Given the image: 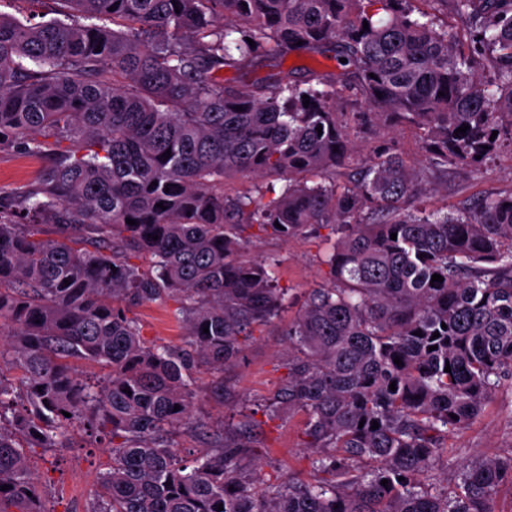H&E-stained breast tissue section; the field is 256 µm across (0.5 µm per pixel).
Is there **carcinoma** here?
Returning a JSON list of instances; mask_svg holds the SVG:
<instances>
[{
	"label": "carcinoma",
	"instance_id": "carcinoma-1",
	"mask_svg": "<svg viewBox=\"0 0 512 512\" xmlns=\"http://www.w3.org/2000/svg\"><path fill=\"white\" fill-rule=\"evenodd\" d=\"M62 2L112 28L0 14V149L46 160L0 199V363L21 374L0 373V512H48L29 452L78 427L112 434L88 512H496L512 456L471 461L443 493L427 478L448 436L512 379V192L427 210L399 154L350 140L336 83L368 123L416 126L429 165L474 167L512 144V0H428L471 22L467 54L417 0ZM294 51L347 62L310 80L279 69ZM264 67L260 81L235 77ZM356 157L360 177L336 184ZM247 175L283 192H224ZM315 225L337 235L329 285L286 330L287 375L266 416L305 413L324 477L247 482L249 416L183 462L169 433L191 424L192 372L242 358L286 301L276 259L241 258L248 230ZM169 301L187 349L147 343L129 316ZM71 358L109 372L81 380Z\"/></svg>",
	"mask_w": 512,
	"mask_h": 512
}]
</instances>
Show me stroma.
<instances>
[{
    "instance_id": "1",
    "label": "stroma",
    "mask_w": 512,
    "mask_h": 512,
    "mask_svg": "<svg viewBox=\"0 0 512 512\" xmlns=\"http://www.w3.org/2000/svg\"><path fill=\"white\" fill-rule=\"evenodd\" d=\"M340 108L346 114L350 139L361 146L391 147L406 163L421 173L428 191L429 207L462 205L484 196L512 191V146L502 145L478 166L462 168L449 165L439 172L423 167L421 132L400 124L393 127L374 126L364 132L358 120L359 105L347 94L339 96ZM43 162L40 158L12 149L0 150V193H11L33 180ZM327 229L312 234L282 237L259 233L246 243L244 259L275 256L279 261L277 279L289 291V309L262 327L244 350L242 359L226 366L223 374L201 370L197 375L195 431L176 429L172 444L181 457L191 459L210 448L226 424L237 420L239 412L254 414L257 424L245 439L252 447L243 457L241 467L246 478L257 480L273 477L296 478L312 483L318 478L310 466L311 449L304 436L305 417L294 412L280 420H269L261 407L277 394L286 374L288 359L285 331L307 292L325 287L326 266L322 253L326 247ZM172 305L145 304L133 308L132 315L140 323L144 337L153 343L172 347L184 346L188 339L184 324L174 319ZM223 380L224 395L216 397V380ZM107 435L77 431L63 446L48 452L36 451L31 464L40 476L49 512H87L96 488V477L111 463L106 449ZM448 450L432 469L429 477L434 489L452 488L459 470L474 457L512 456V380L505 381L495 403L463 432L449 436Z\"/></svg>"
}]
</instances>
